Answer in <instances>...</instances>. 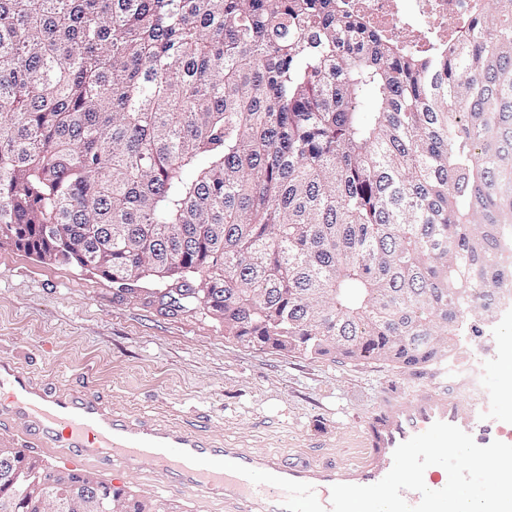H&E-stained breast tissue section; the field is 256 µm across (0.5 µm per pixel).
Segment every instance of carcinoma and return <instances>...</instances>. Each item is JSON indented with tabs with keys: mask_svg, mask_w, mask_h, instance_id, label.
<instances>
[{
	"mask_svg": "<svg viewBox=\"0 0 512 512\" xmlns=\"http://www.w3.org/2000/svg\"><path fill=\"white\" fill-rule=\"evenodd\" d=\"M1 238L254 349L442 366L512 300V20L415 56L338 0H0ZM45 469L0 448V512Z\"/></svg>",
	"mask_w": 512,
	"mask_h": 512,
	"instance_id": "cac0c4a2",
	"label": "carcinoma"
}]
</instances>
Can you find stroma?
Instances as JSON below:
<instances>
[{
    "label": "stroma",
    "mask_w": 512,
    "mask_h": 512,
    "mask_svg": "<svg viewBox=\"0 0 512 512\" xmlns=\"http://www.w3.org/2000/svg\"><path fill=\"white\" fill-rule=\"evenodd\" d=\"M168 283L122 289L76 264L0 246V355L114 406L190 421L234 448L322 461L358 456L361 422L417 375L384 362L289 356L242 346L224 321L163 303Z\"/></svg>",
    "instance_id": "stroma-1"
}]
</instances>
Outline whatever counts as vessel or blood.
<instances>
[{"label": "vessel or blood", "mask_w": 512, "mask_h": 512, "mask_svg": "<svg viewBox=\"0 0 512 512\" xmlns=\"http://www.w3.org/2000/svg\"><path fill=\"white\" fill-rule=\"evenodd\" d=\"M438 421L481 446L512 444V412L489 414L429 380L411 397H382L364 421L355 462L228 448L192 425L118 410L94 390L57 387L0 355V446L4 432L19 422L24 450L75 471L98 470L119 491L123 477L136 475L160 492L218 504L224 512H330L332 486L380 481L396 447Z\"/></svg>", "instance_id": "1"}]
</instances>
